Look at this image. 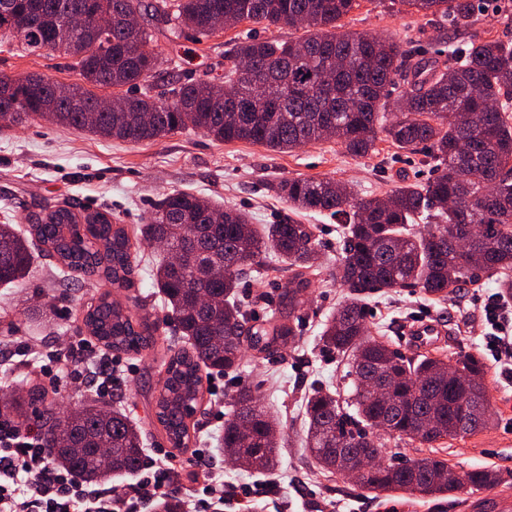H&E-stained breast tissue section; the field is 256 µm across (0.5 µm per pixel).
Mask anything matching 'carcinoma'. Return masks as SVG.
I'll list each match as a JSON object with an SVG mask.
<instances>
[{"label":"carcinoma","mask_w":512,"mask_h":512,"mask_svg":"<svg viewBox=\"0 0 512 512\" xmlns=\"http://www.w3.org/2000/svg\"><path fill=\"white\" fill-rule=\"evenodd\" d=\"M409 10L448 17L457 30L477 18L475 0H399ZM358 0H7L0 9V36L24 50L48 49L72 60L83 83L56 96L40 86V77L0 75V124H23L44 113L60 125L94 136L140 143L189 128L218 142H248L289 152L311 142L333 139L353 156L376 151L379 132L399 149L429 146L435 173L423 184L403 182L388 196L360 197L331 180L293 178L276 191L296 210L341 219L336 282L349 300L325 324V347L351 357L349 413L328 389L313 390L306 402L305 443L317 466L335 470L338 452L373 448L377 422L385 433L428 448L443 439L463 438L488 427L491 401L485 366L474 354L446 360L408 358L368 335L362 298L379 291L418 288L446 297L482 277L512 269V42L499 38L448 44L443 66L412 60L392 39L343 31L339 21ZM81 11L93 27L100 15L112 17L104 34L67 37L60 19ZM147 16L139 29L127 26V14ZM253 22L267 28L291 27L301 19L305 36L282 41H251L236 46L224 69L223 101L210 81L199 79L171 89L169 101L119 97L112 110L97 112L94 87L120 88L150 76L158 57L147 46L152 22L198 36L215 32L213 16ZM405 78L396 102L398 115L386 122L390 88ZM429 223L426 233L411 225ZM479 226L481 261L473 265L448 240V227ZM136 236L160 242L167 254L154 281L188 348L170 356L156 418L177 448L187 447V423L202 398V371L230 374L237 369L244 338L271 350L296 336L294 314L305 303L310 275L321 267L311 227L292 220L258 231L248 215L221 208L185 191L163 196ZM40 244L70 272L98 276L118 288L134 283L138 263L125 228L103 213L76 215L59 207L28 225V234L0 224V286L22 284ZM275 259L292 270L281 309L288 322L273 315L268 327L251 331L248 314L236 300L243 275L259 273ZM83 325L106 349L139 351L153 344L155 330L144 314L135 316L109 295H102L83 317ZM370 374L399 378L391 403L382 405L360 379ZM31 402L42 406L40 420L18 426L36 430L45 453L58 467L89 484L134 474L143 465L139 430L122 412L89 403L61 415L45 391L34 387ZM250 390L231 396L233 414L224 421V454L253 471L279 462L277 423L259 404L247 408ZM448 463L434 456L384 461L362 484L371 492H404L441 497L472 493L499 482L490 469L470 470L469 483L442 479Z\"/></svg>","instance_id":"cac0c4a2"}]
</instances>
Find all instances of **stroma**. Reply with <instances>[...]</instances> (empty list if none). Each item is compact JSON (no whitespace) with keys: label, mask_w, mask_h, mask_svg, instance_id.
I'll use <instances>...</instances> for the list:
<instances>
[{"label":"stroma","mask_w":512,"mask_h":512,"mask_svg":"<svg viewBox=\"0 0 512 512\" xmlns=\"http://www.w3.org/2000/svg\"><path fill=\"white\" fill-rule=\"evenodd\" d=\"M342 25L400 41L405 49L429 60L435 57L434 35L449 27L447 18L407 12L399 0H359ZM507 35L512 36V0H491L481 8L477 22L457 32L456 39L473 42ZM298 36L292 28L268 29L242 22L202 38L158 24L152 29L151 46L161 61L160 71L137 86L122 87L121 92L130 96L145 92L164 102L174 82L223 78L224 55L235 44ZM0 73L40 75L63 84L79 81L70 59L46 50L30 53L6 38H0ZM426 155L425 147L401 150L383 138L376 154L355 157L333 141L280 153L245 142L221 143L197 130L130 143L102 139L44 119L0 129V224L24 228L31 215L68 206L79 215L105 213L114 224L131 231L146 223L163 194L180 190L243 210L259 226L288 216L310 225L323 261L306 295L299 333L293 340L266 354L245 349L237 371L204 379L203 396L193 417L196 434L188 448L172 450L156 418V400L173 342L151 276L160 251L140 239L134 242L139 266L131 288L113 289L103 280L79 273L60 283L56 260L42 255L36 258L30 285L19 290L0 287V371L10 370L8 376L0 374V400L27 395L40 386L64 408L94 399L110 408H125L143 429L148 465L170 471L173 493L183 500L184 512H195L198 483L189 461L197 448L210 451L206 478L212 487V502L207 512H471L475 504L483 512H495V502L512 492V376L487 357L483 304L477 293L498 292L496 279L465 285L444 299L404 290L371 294L363 304L372 336L404 353L409 347L400 329L421 317L436 319L443 334L435 355L482 357L493 403L492 424L475 435L445 441L431 451L417 443L389 440L387 455L414 458L431 453L456 469L488 468L498 473V486L466 499L375 494L320 470L304 446L307 395L319 386L344 396L352 388L346 359L318 343L326 317L346 301L347 294L336 282L340 251L335 219L291 211L274 186L297 177L330 178L348 184L360 195L382 198L401 180L429 178L432 170L424 163ZM288 277V271L276 262L263 275L242 279L240 295L250 304L252 329L267 327ZM104 292L134 315L149 314L156 324L151 348L114 353L97 344L88 356L73 351L86 311ZM52 353L67 356L70 375L60 378L43 372V361ZM108 365L114 368L112 392L101 397L94 380ZM240 386L250 387L279 422L282 465L276 472L246 471L225 458L217 445L216 438L231 413L224 394ZM235 485L251 486L254 492L247 498L233 494Z\"/></svg>","instance_id":"obj_1"}]
</instances>
